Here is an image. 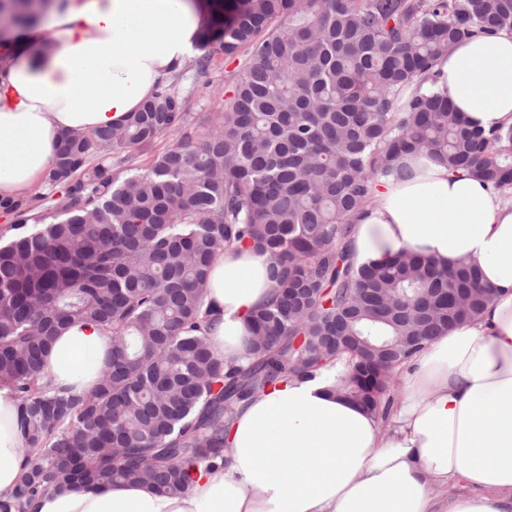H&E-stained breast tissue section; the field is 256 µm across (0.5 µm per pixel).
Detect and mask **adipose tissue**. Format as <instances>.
Instances as JSON below:
<instances>
[{"mask_svg":"<svg viewBox=\"0 0 512 512\" xmlns=\"http://www.w3.org/2000/svg\"><path fill=\"white\" fill-rule=\"evenodd\" d=\"M210 25L206 0H50L44 22L0 34V220L47 181L65 138L123 123L200 53ZM425 88L470 127L512 126V31L457 42ZM400 161L411 177L380 180L353 219L355 260L409 248L449 267L472 261L495 297L412 360L388 430L337 391L336 372L292 377L239 411L227 464L197 466L184 494L73 485L30 512H512V203L468 171L413 153ZM275 295L271 262L251 244L216 256L205 304L218 354L243 356L252 313ZM111 356L98 325L69 326L48 355L49 378L91 391ZM17 406L0 383L7 505L24 465Z\"/></svg>","mask_w":512,"mask_h":512,"instance_id":"obj_1","label":"adipose tissue"}]
</instances>
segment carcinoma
Returning a JSON list of instances; mask_svg holds the SVG:
<instances>
[{
	"label": "carcinoma",
	"instance_id": "1",
	"mask_svg": "<svg viewBox=\"0 0 512 512\" xmlns=\"http://www.w3.org/2000/svg\"><path fill=\"white\" fill-rule=\"evenodd\" d=\"M48 0H0L5 27ZM208 71L238 59L222 111L190 125L180 74L127 122L63 142L47 212H17L0 245V382L18 399L28 455L17 512L68 484L188 489L191 464L226 462L239 409L287 377L338 378L377 413L392 372L493 299L479 267L407 251L351 260L353 216L409 151L512 195V127L469 130L447 100L408 92L466 36L512 31V0H209ZM169 145L124 179L136 152ZM249 242L277 288L254 312L246 363L207 337L214 257ZM97 323L112 359L87 393L44 382L61 330Z\"/></svg>",
	"mask_w": 512,
	"mask_h": 512
}]
</instances>
